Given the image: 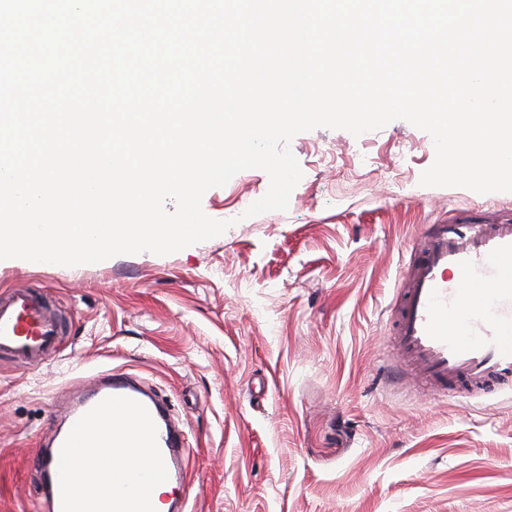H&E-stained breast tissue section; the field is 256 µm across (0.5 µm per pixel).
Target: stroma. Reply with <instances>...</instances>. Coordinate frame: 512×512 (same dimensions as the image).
I'll list each match as a JSON object with an SVG mask.
<instances>
[{"label": "stroma", "mask_w": 512, "mask_h": 512, "mask_svg": "<svg viewBox=\"0 0 512 512\" xmlns=\"http://www.w3.org/2000/svg\"><path fill=\"white\" fill-rule=\"evenodd\" d=\"M289 149L287 210L246 217L267 173L209 189L242 219L169 255L0 264V293L44 291L71 323L42 364L0 361V512H42L30 466L63 402L126 369L191 450L188 512H512V386L434 397L384 378L389 306L424 225L512 219V192L426 187L431 136L404 120L319 127Z\"/></svg>", "instance_id": "obj_1"}]
</instances>
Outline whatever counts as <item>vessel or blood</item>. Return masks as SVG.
Instances as JSON below:
<instances>
[{"label": "vessel or blood", "instance_id": "obj_1", "mask_svg": "<svg viewBox=\"0 0 512 512\" xmlns=\"http://www.w3.org/2000/svg\"><path fill=\"white\" fill-rule=\"evenodd\" d=\"M391 338L402 361L430 392L444 396L457 384L489 392L512 380V221L485 223L463 213L452 224H429L404 269L392 302ZM63 314L40 292L0 297V357L39 364L57 350ZM110 396L142 404L157 429L167 485L187 482L190 450L168 404L123 370L104 374L65 415L66 427ZM65 434L39 450L33 466L51 512H62L58 462Z\"/></svg>", "mask_w": 512, "mask_h": 512}]
</instances>
